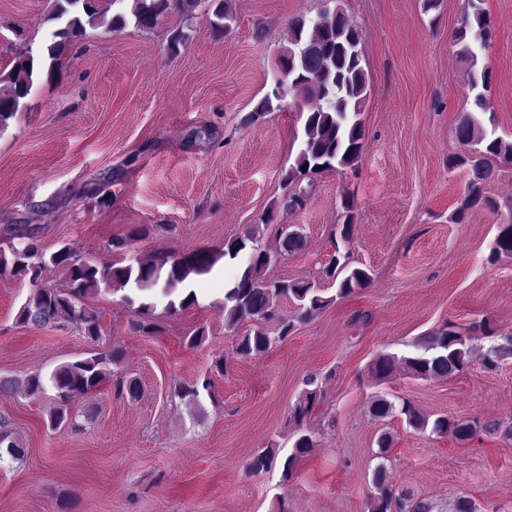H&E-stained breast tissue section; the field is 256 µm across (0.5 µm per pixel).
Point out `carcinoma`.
Instances as JSON below:
<instances>
[{
	"instance_id": "1",
	"label": "carcinoma",
	"mask_w": 512,
	"mask_h": 512,
	"mask_svg": "<svg viewBox=\"0 0 512 512\" xmlns=\"http://www.w3.org/2000/svg\"><path fill=\"white\" fill-rule=\"evenodd\" d=\"M125 0H53L45 21L52 23L55 30L50 42L42 46L39 53L40 67L27 56L17 55L11 60L12 68L6 74L0 72V129L6 127L21 109L24 101L32 94L38 78L54 81L63 67V60L73 43L84 36L86 26H107L114 31L126 26L127 16L123 11ZM205 0H132L130 13L134 25L141 30H151L160 18L172 11L190 17ZM215 20L213 27L229 30L234 16L226 0H211ZM469 11L462 26L455 35L461 59L476 66L477 51L489 46L491 31L486 13L478 0H468ZM361 31L340 8L324 11L316 18L298 16L290 22L288 48L293 50L289 62L288 84L300 86L302 105L298 110L305 114L304 138L296 159L282 178L285 186L295 188L286 195L284 208L292 209L303 204L306 191L301 182L310 172L340 166L354 165L363 150L364 130L359 115L367 99V78L359 51ZM30 67H25V63ZM282 101L277 92L261 98L252 111L243 118L246 124H254L274 110V103ZM460 145L485 144L482 150H473L459 159V164L472 167V179L467 195L454 214V221H463L469 212L478 208H491L493 201L485 195L484 186L492 182L496 170L494 159L512 161V144L499 138L490 139L480 120L466 115L456 129ZM26 239L20 248L12 249L6 255L0 252V274L11 271L28 279L31 293L20 308L18 319L24 325L45 327L67 322L90 341L96 343L107 335L102 313L89 307L85 298L101 289L120 290L132 285L141 292H149L163 286L165 294H171L177 285L190 275L208 273L214 259L202 250L188 259L167 257L159 261H136V264L120 268H100L73 254L71 251H57L46 256L35 234L27 231L19 234ZM252 246H247V243ZM306 246L304 235L295 230L281 239L280 254H271L257 245L256 237L248 236L225 244L224 254L235 258L246 248H251L247 266L224 293V317L230 327L245 321L261 324L277 321L280 333L270 337L261 328L238 337L236 354L240 357H257L266 353L277 341L284 340L292 327L288 319L279 314L278 301L292 299L297 306V317L307 320L319 314L330 305L334 298L322 295V289L312 281L267 280L265 271L277 261L278 256L301 251ZM58 268L63 275L64 285L56 288L42 283L41 277L47 265ZM344 271L338 257H333L325 266L323 275L338 281L337 296L347 297L358 288L365 287L371 279L367 270L354 268L343 278ZM153 305L143 302L135 310V328L145 335L158 332L159 325L152 320ZM417 354L396 356L381 354L373 363V374L382 378L390 372L396 362L406 365L417 377L445 378L462 371L470 362L471 349L456 327L449 323L440 330L423 336L414 344ZM512 355V337L490 347L484 357L487 369L497 367L498 362ZM121 360V352L115 348L94 349L88 356L58 367L49 381L38 375H31L24 381L0 378V393L24 392L35 397L44 392L46 383H51L57 392V406L50 415L49 423L58 429L63 425L77 424L78 415L71 410L74 399L89 394L113 375L112 366ZM115 393L132 400L139 395L135 381L119 378L113 382ZM319 400V390L308 389L292 409L297 424H302ZM406 417L410 426L418 430L432 427L436 434L450 435L458 441L471 439L477 430L488 434L504 432L512 438V429H501V425L488 422L479 425L476 421L439 417L434 422L422 415L410 402L401 406L382 396L374 403L375 416L384 419L395 410ZM7 418L0 417V448L19 460L24 448L8 430ZM313 447L312 438L301 435L295 443V453L284 463V476L291 478L298 458ZM276 449L270 447L254 456L249 469L260 473L274 462ZM375 494L369 502V512H433V506L426 500H413L395 493L389 484L385 465H379L373 473Z\"/></svg>"
}]
</instances>
